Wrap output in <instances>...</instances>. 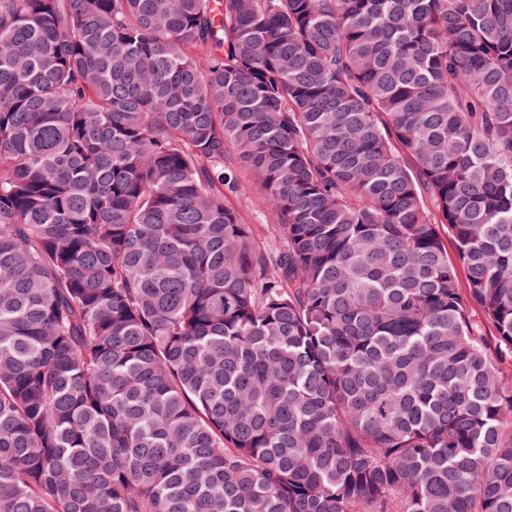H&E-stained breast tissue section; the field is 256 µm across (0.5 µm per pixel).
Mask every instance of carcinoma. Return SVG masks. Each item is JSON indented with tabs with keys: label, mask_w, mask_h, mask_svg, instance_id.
Segmentation results:
<instances>
[{
	"label": "carcinoma",
	"mask_w": 512,
	"mask_h": 512,
	"mask_svg": "<svg viewBox=\"0 0 512 512\" xmlns=\"http://www.w3.org/2000/svg\"><path fill=\"white\" fill-rule=\"evenodd\" d=\"M509 355L512 0H0V512H512ZM233 207L243 224H252L261 240H270L271 227L267 225L269 222L267 209L264 194L260 188L255 186L246 197L233 200Z\"/></svg>",
	"instance_id": "carcinoma-1"
}]
</instances>
